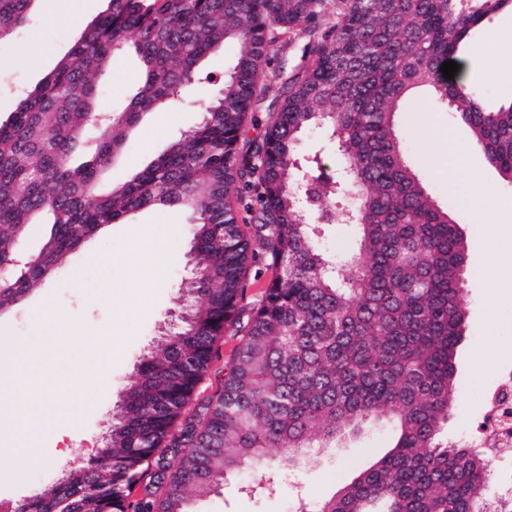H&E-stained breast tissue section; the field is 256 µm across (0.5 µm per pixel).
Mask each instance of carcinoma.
Masks as SVG:
<instances>
[{
    "label": "carcinoma",
    "mask_w": 512,
    "mask_h": 512,
    "mask_svg": "<svg viewBox=\"0 0 512 512\" xmlns=\"http://www.w3.org/2000/svg\"><path fill=\"white\" fill-rule=\"evenodd\" d=\"M34 2L0 0V41ZM323 4L106 0L69 54L18 93L0 123V314L55 278L103 225L146 207L189 211L196 275L180 287L179 324L125 384L108 444L10 512H194L237 474L261 472L243 489L268 492L281 472L380 422L395 429L393 446L316 512H479L485 503L494 455L450 445L447 434L467 241L408 159L399 115L426 94L512 183V100L489 109L476 88L440 80L462 45L512 14V0H347L305 68L263 84L273 45ZM129 47L142 83L104 117L98 80ZM228 48L234 63L219 91L192 97L201 61ZM266 99L267 124L250 138L248 117ZM187 101L197 124L101 188L141 115ZM315 127L336 141L338 167L298 158L300 136ZM37 218L48 231L25 256ZM339 224L353 233L344 252L331 244ZM253 267L271 276L248 304ZM228 332L240 345L223 385L198 398Z\"/></svg>",
    "instance_id": "1"
}]
</instances>
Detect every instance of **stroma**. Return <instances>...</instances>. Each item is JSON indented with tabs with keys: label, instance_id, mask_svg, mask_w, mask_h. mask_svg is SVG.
I'll use <instances>...</instances> for the list:
<instances>
[{
	"label": "stroma",
	"instance_id": "stroma-1",
	"mask_svg": "<svg viewBox=\"0 0 512 512\" xmlns=\"http://www.w3.org/2000/svg\"><path fill=\"white\" fill-rule=\"evenodd\" d=\"M81 4L85 20H93L105 9V0H36L34 13L19 31L0 45V122H6L16 106V92L38 84L58 61L70 51L83 32L82 26L69 24L73 4ZM344 8V0H325L323 12L301 23L269 54L268 74L290 76L303 66V49L311 39L327 33ZM500 34L499 43L487 40L488 32ZM488 32L474 40L481 46V62L472 63L467 80L482 90L490 103L512 99V74L501 68L504 55L512 52V14L497 16ZM140 62L126 52L112 61V72L103 79L102 103L119 112L136 92ZM197 113L174 105L144 113L131 130L124 153L112 162L103 182L128 178L162 154L181 132L195 124ZM400 129L412 145V161L437 203L448 210L463 230L469 252L465 275L467 307L465 337L457 349L458 385L453 417L448 423L451 440L465 439L482 412L483 394L496 379L498 368L512 364V270H504L497 282H489L487 271L493 255L484 224L492 214L502 215L501 240L512 242V182L504 180L489 166L482 152L471 145L469 128L456 122L451 113L435 109L423 97L408 101L401 115ZM458 139L470 143L469 165L456 173L436 169V162L448 159V142ZM479 191L491 195L495 212H477L466 205L465 193ZM188 214L180 207H152L127 216L124 223L104 225L86 244L70 268L36 289L24 304L0 317V340L22 341L31 338L46 309H54L68 319L66 365L78 371L90 367L93 357L84 348L85 338L114 336V355L110 365L111 383L92 396L80 398L57 382L54 358L43 360L39 377L51 380L48 407L52 413L42 426L43 464L32 466L21 479L0 482V505L30 494L49 481L73 460L89 458L103 444L106 420L119 400L122 387L138 356L153 347L161 332L177 314L179 286L191 277L189 237H182L178 255L167 259V246L158 241L141 262L133 260V231L157 224L187 225ZM111 256L109 266L101 257ZM162 264L160 283L150 284L151 264ZM109 279L111 289H100L101 279ZM149 288L150 302L141 311L127 303L130 288L136 284ZM355 439L339 442L336 450L294 474L280 476L276 491L263 495L241 492L237 483L225 486L223 494L198 503V512H295L298 505L316 508L331 496L353 470L368 465L382 455L390 440L375 434L368 450L355 452Z\"/></svg>",
	"mask_w": 512,
	"mask_h": 512
}]
</instances>
